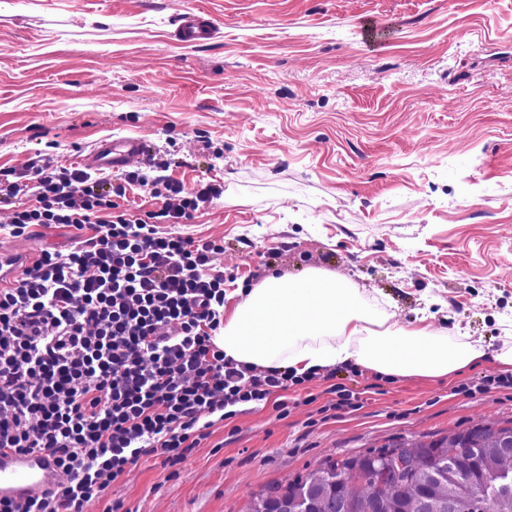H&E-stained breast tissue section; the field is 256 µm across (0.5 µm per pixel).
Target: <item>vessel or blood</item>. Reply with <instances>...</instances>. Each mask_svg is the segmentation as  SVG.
<instances>
[{
    "instance_id": "b4317fda",
    "label": "vessel or blood",
    "mask_w": 512,
    "mask_h": 512,
    "mask_svg": "<svg viewBox=\"0 0 512 512\" xmlns=\"http://www.w3.org/2000/svg\"><path fill=\"white\" fill-rule=\"evenodd\" d=\"M214 30L215 25L207 14L188 12L181 18L176 36L185 43H202L212 38ZM144 148L143 141L137 137L109 138L100 141L84 162L93 168L119 171L140 156ZM31 262L30 254L1 250L0 287H9ZM59 477L56 459L49 452L0 455V498L20 500L44 493Z\"/></svg>"
}]
</instances>
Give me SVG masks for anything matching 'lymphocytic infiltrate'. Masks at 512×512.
Listing matches in <instances>:
<instances>
[{"label": "lymphocytic infiltrate", "mask_w": 512, "mask_h": 512, "mask_svg": "<svg viewBox=\"0 0 512 512\" xmlns=\"http://www.w3.org/2000/svg\"><path fill=\"white\" fill-rule=\"evenodd\" d=\"M31 183L0 181V203L33 196L8 225L89 229L66 250L41 251L0 289V454L50 452L49 492L0 499V512H86L141 459L184 461L215 421L304 384L289 369L226 359L223 246L117 211L112 181L36 156ZM219 188L167 187L162 217L191 218Z\"/></svg>", "instance_id": "obj_1"}]
</instances>
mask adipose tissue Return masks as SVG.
Segmentation results:
<instances>
[{
	"label": "adipose tissue",
	"mask_w": 512,
	"mask_h": 512,
	"mask_svg": "<svg viewBox=\"0 0 512 512\" xmlns=\"http://www.w3.org/2000/svg\"><path fill=\"white\" fill-rule=\"evenodd\" d=\"M389 320L349 280L311 269L247 289L225 314L216 342L234 362L299 375L354 364L385 376L438 379L489 358L512 372V345L490 354L427 325L398 328Z\"/></svg>",
	"instance_id": "ef3b65f1"
}]
</instances>
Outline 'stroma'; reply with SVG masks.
<instances>
[{
    "label": "stroma",
    "mask_w": 512,
    "mask_h": 512,
    "mask_svg": "<svg viewBox=\"0 0 512 512\" xmlns=\"http://www.w3.org/2000/svg\"><path fill=\"white\" fill-rule=\"evenodd\" d=\"M211 16L201 44L174 32ZM114 136L159 182L223 194L163 231L223 245L224 289L327 270L393 323L489 350L512 335V0H0V174L64 167ZM39 255L75 228L5 231ZM354 365L216 422L188 458L144 459L88 512H245L253 493L398 438L512 420V389ZM339 383L357 409L332 410ZM213 21L203 12H188L183 15L176 30V37L185 43H202L212 38Z\"/></svg>",
    "instance_id": "stroma-1"
}]
</instances>
